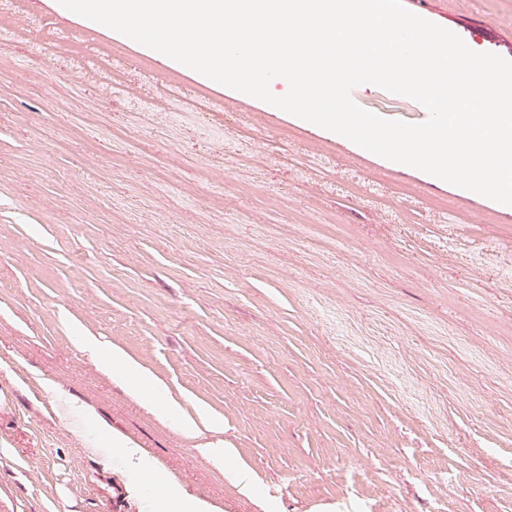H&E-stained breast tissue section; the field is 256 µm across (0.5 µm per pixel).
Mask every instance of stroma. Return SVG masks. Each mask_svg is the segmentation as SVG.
<instances>
[{
    "mask_svg": "<svg viewBox=\"0 0 512 512\" xmlns=\"http://www.w3.org/2000/svg\"><path fill=\"white\" fill-rule=\"evenodd\" d=\"M56 2L0 0V512H160L114 436L172 472L184 512H512V210L160 57L90 68L82 16L43 46ZM403 4L512 56V0ZM352 98L428 117L377 86ZM202 415L222 429L179 425ZM80 342L84 350L97 360L100 368L115 381L122 383L130 395L144 399L156 407L165 408L170 413H177L170 401L167 386L127 358L120 349L95 336H80ZM113 454L117 455L123 465L132 471H140L145 466V456L134 443L121 437H115L108 448Z\"/></svg>",
    "mask_w": 512,
    "mask_h": 512,
    "instance_id": "1",
    "label": "stroma"
}]
</instances>
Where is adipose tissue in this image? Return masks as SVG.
Returning a JSON list of instances; mask_svg holds the SVG:
<instances>
[{"mask_svg":"<svg viewBox=\"0 0 512 512\" xmlns=\"http://www.w3.org/2000/svg\"><path fill=\"white\" fill-rule=\"evenodd\" d=\"M80 342L84 350L97 360L101 369L122 383L130 395L154 406L172 409L167 386L127 358L120 349L93 336L81 337Z\"/></svg>","mask_w":512,"mask_h":512,"instance_id":"obj_1","label":"adipose tissue"}]
</instances>
